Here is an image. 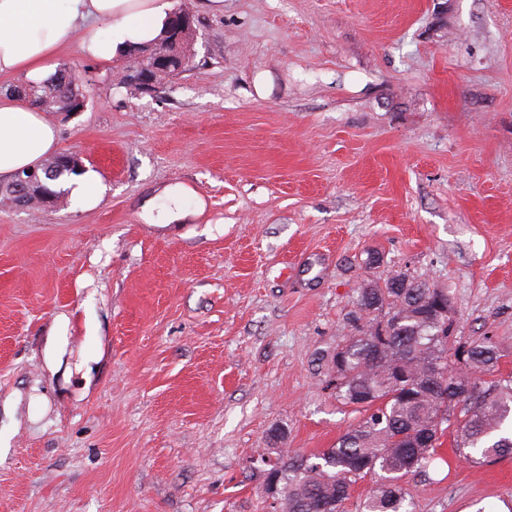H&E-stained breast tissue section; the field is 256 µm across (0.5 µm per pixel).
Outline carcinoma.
I'll return each instance as SVG.
<instances>
[{"label":"carcinoma","instance_id":"obj_1","mask_svg":"<svg viewBox=\"0 0 512 512\" xmlns=\"http://www.w3.org/2000/svg\"><path fill=\"white\" fill-rule=\"evenodd\" d=\"M63 64L47 81L10 88L50 112L82 94ZM349 313L351 334L325 363L336 400L361 414L332 447L286 455L278 436L252 459L264 476L271 512H343L353 486L366 476L376 487L363 512H407L402 478L428 471L441 436L453 428L456 453L485 465L512 453L499 435L512 420V376L488 378L501 357L490 338L462 344L439 323L455 316L448 291L396 271L360 288Z\"/></svg>","mask_w":512,"mask_h":512}]
</instances>
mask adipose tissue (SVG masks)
I'll return each mask as SVG.
<instances>
[{
	"label": "adipose tissue",
	"instance_id": "obj_1",
	"mask_svg": "<svg viewBox=\"0 0 512 512\" xmlns=\"http://www.w3.org/2000/svg\"><path fill=\"white\" fill-rule=\"evenodd\" d=\"M178 0H0V77L42 81L57 70L59 51L90 24L81 51L111 63L129 49L156 40ZM58 148L51 117L13 94L0 95V178L41 166Z\"/></svg>",
	"mask_w": 512,
	"mask_h": 512
}]
</instances>
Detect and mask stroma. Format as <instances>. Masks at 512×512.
Wrapping results in <instances>:
<instances>
[{
    "label": "stroma",
    "instance_id": "stroma-1",
    "mask_svg": "<svg viewBox=\"0 0 512 512\" xmlns=\"http://www.w3.org/2000/svg\"><path fill=\"white\" fill-rule=\"evenodd\" d=\"M181 8L194 67L160 92L60 55L89 82L58 150L101 203L0 207V512H268L252 458L355 423L320 358L393 271L512 374V0ZM439 452L411 512H512V455Z\"/></svg>",
    "mask_w": 512,
    "mask_h": 512
}]
</instances>
